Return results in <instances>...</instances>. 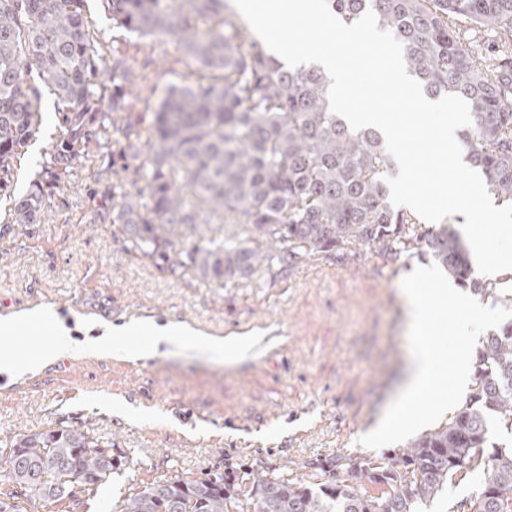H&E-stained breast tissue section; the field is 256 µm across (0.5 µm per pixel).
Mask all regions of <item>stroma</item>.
I'll return each instance as SVG.
<instances>
[{"mask_svg": "<svg viewBox=\"0 0 512 512\" xmlns=\"http://www.w3.org/2000/svg\"><path fill=\"white\" fill-rule=\"evenodd\" d=\"M85 16L103 60L118 47L145 66L137 37L113 27L102 0H86ZM154 48L162 64L145 66L149 86L210 79L177 39H155ZM41 115L12 195L0 196V319L50 311L78 341L113 326L133 334L112 352L78 350L0 388V464L14 434L59 426L110 442L121 461L106 481L79 486L71 499L30 503L29 512H117L127 496L177 476L267 470L321 482L324 461L400 451L397 443L365 450L357 437L403 379L410 344L398 290L428 258L385 260L363 245L223 287L191 271L174 274L128 251L116 225L90 223L100 203L94 148L54 193L44 223H6L13 196L30 189L59 137L52 95ZM153 323L175 327L178 344L132 357L128 347L143 341L137 328ZM482 484V471H473L423 512H457Z\"/></svg>", "mask_w": 512, "mask_h": 512, "instance_id": "35a3bbf8", "label": "stroma"}]
</instances>
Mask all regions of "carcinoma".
<instances>
[{"label": "carcinoma", "instance_id": "1", "mask_svg": "<svg viewBox=\"0 0 512 512\" xmlns=\"http://www.w3.org/2000/svg\"><path fill=\"white\" fill-rule=\"evenodd\" d=\"M112 26L139 38L177 37L212 72L157 97L147 139H133L130 109L140 74L114 49L103 67L90 38L85 0H0V194L39 132L43 92L57 100L60 137L41 179L12 199L10 224L45 222L50 195L95 144L109 157L97 170L102 205L93 223L116 224L142 259L193 271L220 287L265 269L369 246L389 259L429 257L474 295L512 304V287L479 279L451 224L422 226L389 202L395 170L382 133L350 129L329 109L330 79L314 65L290 68L263 51L247 29L217 27L224 0H103ZM346 24L371 9L403 44L407 71L431 97L455 93L472 124L461 133L469 163L504 204L512 203V0H329ZM494 42L483 53L484 36ZM252 224L247 242L207 237L204 213ZM189 230L198 243L184 248ZM512 323L490 332L475 359L465 402L442 424L381 458L377 481L354 463L326 464L333 479L295 484L251 472V512H420L456 476L483 467L468 512H512ZM112 444L76 428L17 433L0 467V497L57 503L116 465ZM235 485L216 474L175 477L125 499L119 512H231Z\"/></svg>", "mask_w": 512, "mask_h": 512}]
</instances>
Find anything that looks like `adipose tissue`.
<instances>
[{"label":"adipose tissue","mask_w":512,"mask_h":512,"mask_svg":"<svg viewBox=\"0 0 512 512\" xmlns=\"http://www.w3.org/2000/svg\"><path fill=\"white\" fill-rule=\"evenodd\" d=\"M19 329L50 333L56 335L57 341L28 357L18 355L13 347H0V372L11 375L34 371L47 362L63 357L69 350L68 344L58 339L61 328L52 313L43 312L26 318H7L0 321L1 331L13 332Z\"/></svg>","instance_id":"obj_1"}]
</instances>
